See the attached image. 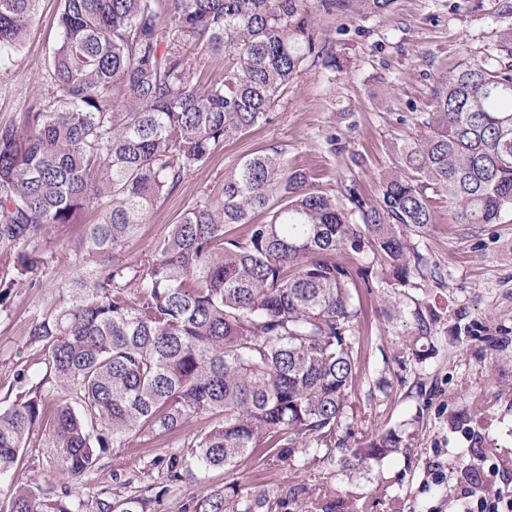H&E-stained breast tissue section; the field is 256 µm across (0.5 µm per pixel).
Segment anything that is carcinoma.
Segmentation results:
<instances>
[{
  "instance_id": "carcinoma-1",
  "label": "carcinoma",
  "mask_w": 512,
  "mask_h": 512,
  "mask_svg": "<svg viewBox=\"0 0 512 512\" xmlns=\"http://www.w3.org/2000/svg\"><path fill=\"white\" fill-rule=\"evenodd\" d=\"M39 2L0 0V73ZM320 2L353 18L393 0ZM58 29L50 105L0 125V305L17 285L61 289L27 329L44 376L16 373L0 408V512H82L68 486L17 482L36 439L51 471L78 485L112 448L184 435L149 461L163 481L135 498L103 492L94 512H158L172 490L254 448L300 468L334 461L355 379L349 288L367 279L336 252L368 247L405 283L421 263L406 231L434 223L429 193L456 204L462 224H496L512 210V64L464 61L439 79L423 135L400 148L413 176L383 177L374 202L353 187L348 209L278 151H259L137 266L122 249L157 203L227 141L269 122L322 54L315 17L305 0H62ZM193 46L227 54L224 72L196 79ZM257 213L267 220L252 223ZM74 224L75 269H50L40 243ZM401 442L386 432L347 448L346 468L364 470ZM238 506L212 488L189 493L181 512H269L271 497Z\"/></svg>"
}]
</instances>
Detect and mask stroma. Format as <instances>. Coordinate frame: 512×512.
<instances>
[{
  "instance_id": "35a3bbf8",
  "label": "stroma",
  "mask_w": 512,
  "mask_h": 512,
  "mask_svg": "<svg viewBox=\"0 0 512 512\" xmlns=\"http://www.w3.org/2000/svg\"><path fill=\"white\" fill-rule=\"evenodd\" d=\"M307 5L319 23L320 57L281 93L270 123L231 140L154 207L124 249L128 262L150 259L169 225L264 148H276L330 195L344 198L353 186L375 199L384 173L406 172L398 147L420 135L437 80L465 60L496 58L500 34L512 29V0H393L384 13L358 19L325 13L319 0ZM57 20V0H41L21 56L0 74V124L19 122L49 96L45 60ZM431 205L434 224L408 236L423 259L408 283L393 281L371 253L336 255L369 270L367 282L350 290L357 380L345 445L393 430L403 440L399 453L349 476L343 451L335 464L299 470L256 448L233 470L209 472L202 488L231 485L242 498L263 489L286 501L274 512H322L329 484L338 490L336 512H455L457 496L490 456L502 464L500 481H512V211L495 224H462L446 197L432 196ZM41 305L20 286L0 306V396L17 371L45 373L27 336ZM167 452L152 442L111 449L76 491L84 512L94 493L123 498L161 482L158 470L141 471L139 462Z\"/></svg>"
}]
</instances>
